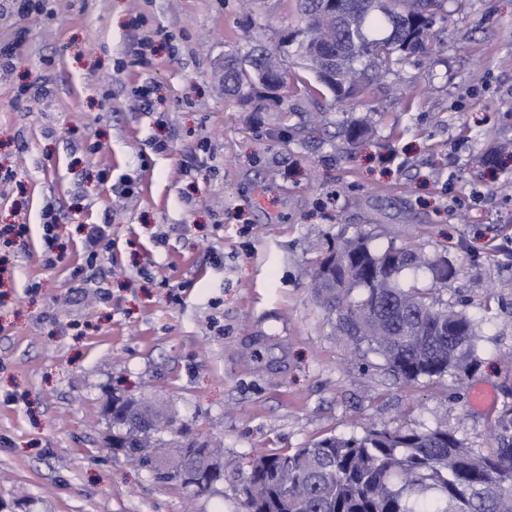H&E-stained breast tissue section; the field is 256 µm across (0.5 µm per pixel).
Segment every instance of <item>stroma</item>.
Segmentation results:
<instances>
[{
    "label": "stroma",
    "mask_w": 512,
    "mask_h": 512,
    "mask_svg": "<svg viewBox=\"0 0 512 512\" xmlns=\"http://www.w3.org/2000/svg\"><path fill=\"white\" fill-rule=\"evenodd\" d=\"M447 9L430 53L338 105L288 55L281 90L224 92L225 57L277 48L297 0H46L28 16L0 0V45L23 40L0 67V230L30 228L0 284V512H244L257 455L375 426L442 424L489 449V420L512 407V0ZM138 16L155 33L144 58ZM355 121L371 132L352 145ZM102 223L111 243L89 267L79 227ZM357 232L454 266L401 284L474 321L464 388L402 384L339 335L310 283ZM479 390L488 407H473ZM114 393L220 442L223 481L192 496L111 450ZM45 216H47L46 219H50V221L45 222L46 224H43L45 230L44 242L48 255L47 263L54 265L56 261L62 258L63 247L59 243L58 234L55 232L58 227L56 216L51 211H47ZM56 250L58 251L57 254H55Z\"/></svg>",
    "instance_id": "obj_1"
}]
</instances>
